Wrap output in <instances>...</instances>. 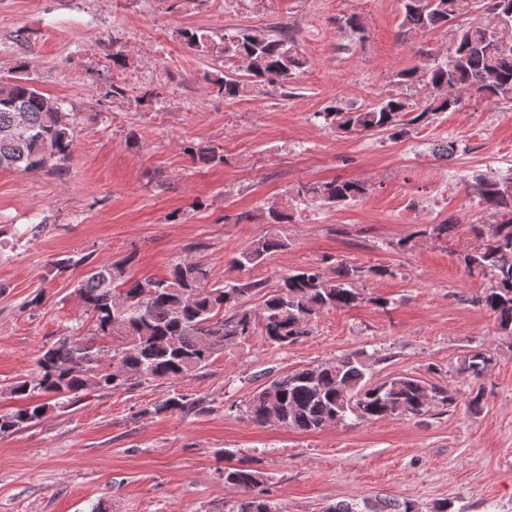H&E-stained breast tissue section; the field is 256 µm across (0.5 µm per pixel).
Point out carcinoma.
<instances>
[{
  "label": "carcinoma",
  "instance_id": "cac0c4a2",
  "mask_svg": "<svg viewBox=\"0 0 512 512\" xmlns=\"http://www.w3.org/2000/svg\"><path fill=\"white\" fill-rule=\"evenodd\" d=\"M400 28L411 32L452 30L457 46L437 55L433 63L415 65L396 74L397 90L363 108L345 109L332 102L314 118L336 132L391 139L409 136L411 128L461 106L449 91L477 94L491 102H512V38L498 34L512 22V0H401ZM186 45L206 56L224 58L228 70L208 82L233 101L245 96L254 82L285 84L307 66L297 40L283 30L269 33L244 27L227 31L216 41L204 32L186 29ZM75 117L61 103L45 95L24 75L0 80V168L39 171L50 168L61 175L70 158ZM184 151L207 164L224 163L220 149L188 145ZM472 201L493 217L489 224H471V247L463 263L471 275L488 280V286L471 303L494 317L497 328L512 337V178L488 172L463 179ZM368 193L364 182L334 179L300 183L290 193L291 203L258 214H241V221L291 224L293 204L333 208L357 201ZM451 223L426 224L417 236L446 238ZM288 237L261 236L231 259L238 271L250 270L288 249ZM91 255L53 262L59 272L83 265L90 269L77 293L83 313L90 319L89 336L68 335L48 346L34 372L9 386V393L27 403L0 414V435L29 428L59 404L72 405L93 386L117 390L146 381L171 379L207 366L224 345L253 335L261 320L264 336L282 346L293 345L312 332L315 320L326 310L353 308L365 301L356 282L368 274L394 275L388 268L364 269L343 260L323 269L306 266L288 270L275 283L266 280L211 282L200 263L178 260L160 279L137 280L129 276L134 255L92 266ZM261 296L258 310L247 307ZM121 338L107 350L93 337ZM493 356L483 347L471 349L458 371L464 379L487 375ZM368 365L357 354L341 356L317 366L303 367L260 385L245 407L248 418L265 424L268 410L278 413L279 426L316 433L358 420L392 417L417 418L430 412L424 401L455 409L457 391L430 384L418 376L398 374L380 383L367 379ZM203 402L176 395L145 409V414L203 411ZM264 473L245 465L224 467V486L238 497L224 502V512H284L269 497ZM324 512H415L407 501L364 499L362 503H336Z\"/></svg>",
  "mask_w": 512,
  "mask_h": 512
}]
</instances>
